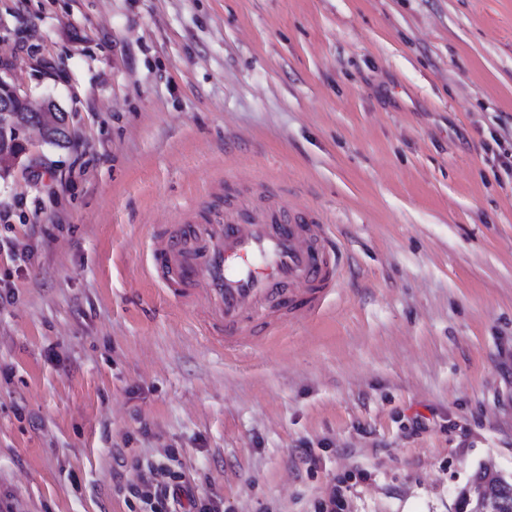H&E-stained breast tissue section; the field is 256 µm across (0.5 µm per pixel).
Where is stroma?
Here are the masks:
<instances>
[{
	"instance_id": "stroma-1",
	"label": "stroma",
	"mask_w": 512,
	"mask_h": 512,
	"mask_svg": "<svg viewBox=\"0 0 512 512\" xmlns=\"http://www.w3.org/2000/svg\"><path fill=\"white\" fill-rule=\"evenodd\" d=\"M0 61L71 132L0 178L1 501L123 512L116 448L179 449L234 512L512 480V172L484 150L512 148V0H0ZM239 172L348 265L317 319L228 350L149 244Z\"/></svg>"
}]
</instances>
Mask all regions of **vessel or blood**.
Returning <instances> with one entry per match:
<instances>
[{
    "label": "vessel or blood",
    "instance_id": "1",
    "mask_svg": "<svg viewBox=\"0 0 512 512\" xmlns=\"http://www.w3.org/2000/svg\"><path fill=\"white\" fill-rule=\"evenodd\" d=\"M214 186L224 205L191 210L150 241L155 278L227 346L252 344L319 317L345 272L320 211L291 206L282 186L242 177Z\"/></svg>",
    "mask_w": 512,
    "mask_h": 512
}]
</instances>
